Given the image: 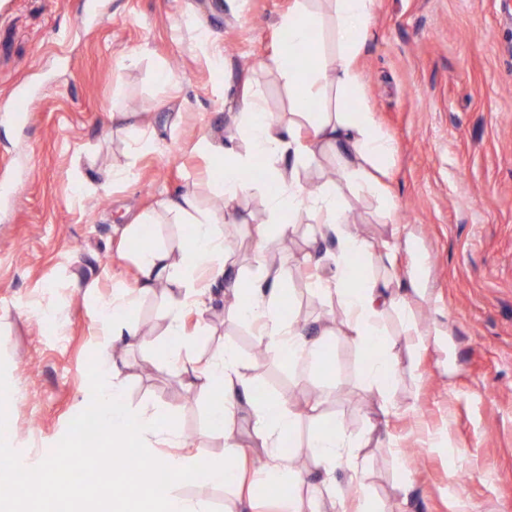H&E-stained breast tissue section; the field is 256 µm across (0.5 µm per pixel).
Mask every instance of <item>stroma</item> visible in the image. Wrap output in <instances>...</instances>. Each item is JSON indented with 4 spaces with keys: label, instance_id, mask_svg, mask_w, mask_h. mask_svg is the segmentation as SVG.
Instances as JSON below:
<instances>
[{
    "label": "stroma",
    "instance_id": "obj_1",
    "mask_svg": "<svg viewBox=\"0 0 512 512\" xmlns=\"http://www.w3.org/2000/svg\"><path fill=\"white\" fill-rule=\"evenodd\" d=\"M291 4L0 0V99L20 89L29 98L22 120H0V357L21 456L46 457L90 402L88 364L102 350L96 311L138 275L126 224L187 189L202 209L218 197L214 163L196 144L224 136L242 81L282 122L295 121L287 82L265 66L288 38L279 20ZM356 66L361 103L398 145L387 181L394 219L377 196H344L362 238L398 244L393 266L373 275L417 289L383 324L400 379L382 396L367 389L366 354L341 323L322 368L257 357L255 328L218 283L203 312L181 290L140 298L134 321L150 339L123 351L125 400L176 419L202 456L222 457L223 439L208 433L209 394L152 351L204 361L229 343L257 397L297 407L319 397L320 424L375 427L357 454L381 512H512V0H376ZM116 110L148 122L113 121ZM113 166L133 167L135 179L101 188L99 171ZM265 194L244 196L241 221L222 227L243 283L257 273ZM275 248L285 316L310 329L337 313L299 275L310 253L331 277L333 237L306 221ZM38 302L55 309L54 323L34 311ZM175 307L196 316L191 350L167 332Z\"/></svg>",
    "mask_w": 512,
    "mask_h": 512
}]
</instances>
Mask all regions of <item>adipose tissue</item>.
Segmentation results:
<instances>
[{
    "label": "adipose tissue",
    "mask_w": 512,
    "mask_h": 512,
    "mask_svg": "<svg viewBox=\"0 0 512 512\" xmlns=\"http://www.w3.org/2000/svg\"><path fill=\"white\" fill-rule=\"evenodd\" d=\"M338 51L319 55L313 67L300 66L299 57L310 31L317 29L322 16L312 0H294L287 15L280 20L288 39L270 57L268 66L275 70L294 91L292 108L299 115L296 124H281L268 112L259 93L250 83H243L240 110L234 130L221 140L202 135L198 148L222 165L218 182L223 206L217 210L198 209L190 195L162 201L161 217L185 221L193 227V236L180 240L177 248L148 247L140 251L139 277L132 288L114 293L98 312L97 328L104 338L103 348L110 351V382L97 391L99 417L112 446L133 444L149 446L151 440L164 439L171 454L154 458L153 474L140 485L127 482L115 473L113 503L120 512H210L205 502L181 496V488L205 482L212 485L242 486L237 439V409L248 405L253 417V431L266 450L267 463L257 473L258 480H272L286 496L283 512H298L292 497L304 481L301 472L288 467L290 455L301 448L312 449L313 457L326 478L336 471H356L355 449L361 441L342 421L336 420L302 434L301 415L292 407L273 399L252 396L250 375L232 345L205 366L186 361L177 367L191 385L211 394L210 430L224 440V455L218 460L199 456L181 436L172 419L141 411L129 414L123 400L124 372L119 362L122 347L141 340V330L132 320L135 296L155 292L160 286L182 287L194 271L206 273L219 281L230 274L224 259V239L216 228L235 220V202L248 194L252 186L245 173L262 168L268 188V221L278 225L281 235L293 232L295 223L312 220L332 232L338 244L336 273L332 281H313L314 292L334 298L343 316L352 344L366 349L369 359L361 377L370 389L385 393L401 374L392 356L381 324L390 312L403 308L406 295L391 291L388 280L358 275L353 258L379 263L393 260V246L376 252L357 236L346 213L343 190L365 188L376 194L387 192L385 178L396 152L392 139L377 125L374 114L358 103L362 76L355 59L360 52L375 0H330ZM335 92L336 102L324 112L311 111L309 105L328 92ZM336 157V178L324 181L317 190H308L301 173L318 166L323 151ZM274 239L267 227L256 233L254 259L260 269L258 278L248 285H234L233 308L237 317L257 329L274 357L301 359L309 366L320 360L326 340L334 333V317L325 318L318 332L309 335L286 323L279 308L283 298V270L271 253Z\"/></svg>",
    "instance_id": "adipose-tissue-1"
}]
</instances>
